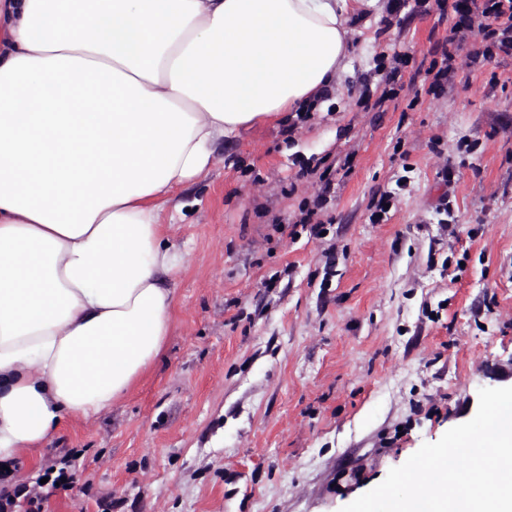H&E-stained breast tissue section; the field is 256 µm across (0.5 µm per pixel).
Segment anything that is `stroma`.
Segmentation results:
<instances>
[{
    "mask_svg": "<svg viewBox=\"0 0 512 512\" xmlns=\"http://www.w3.org/2000/svg\"><path fill=\"white\" fill-rule=\"evenodd\" d=\"M454 5L356 0L323 108L217 146L167 229L162 352L111 410L16 459L32 484L80 450L47 512H341L512 385V54L470 63L469 32L442 92L414 77Z\"/></svg>",
    "mask_w": 512,
    "mask_h": 512,
    "instance_id": "1",
    "label": "stroma"
}]
</instances>
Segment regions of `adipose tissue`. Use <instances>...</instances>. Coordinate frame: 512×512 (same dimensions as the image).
I'll use <instances>...</instances> for the list:
<instances>
[{
  "instance_id": "ef3b65f1",
  "label": "adipose tissue",
  "mask_w": 512,
  "mask_h": 512,
  "mask_svg": "<svg viewBox=\"0 0 512 512\" xmlns=\"http://www.w3.org/2000/svg\"><path fill=\"white\" fill-rule=\"evenodd\" d=\"M348 0H0V463L162 351L164 207L217 145L316 106Z\"/></svg>"
}]
</instances>
